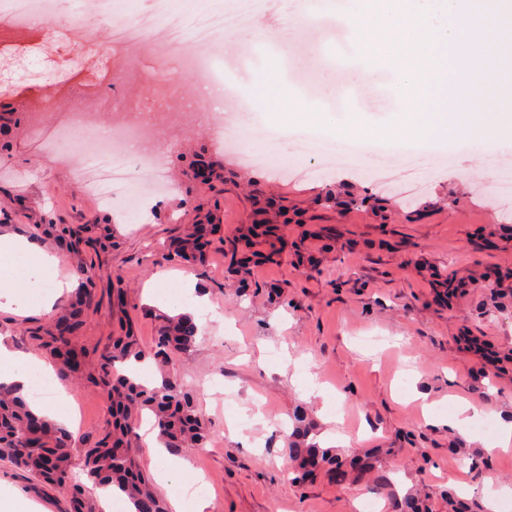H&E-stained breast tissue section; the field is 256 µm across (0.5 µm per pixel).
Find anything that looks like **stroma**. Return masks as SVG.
Wrapping results in <instances>:
<instances>
[{
  "mask_svg": "<svg viewBox=\"0 0 512 512\" xmlns=\"http://www.w3.org/2000/svg\"><path fill=\"white\" fill-rule=\"evenodd\" d=\"M129 1L145 13L157 7V0H110V13L92 15L82 29L69 23L74 0H55L57 31L48 40L40 25L14 21L0 0V233L36 239L58 257L59 276L76 273L80 286H92L95 307L78 332L87 373H96L122 320L152 346L167 312L160 299L180 290L169 274L180 271L207 294L212 312L200 319L192 350L167 365L193 389L210 425L207 447L182 452L204 477L192 490L207 496V512H361L365 496L392 498L397 512H456L453 493L468 512H483L488 490L512 495V452L485 450L512 423V198L480 191V146L440 140L417 154L426 188L402 201L380 183L388 141L308 180L260 161L242 164L202 118L221 111L230 94L250 104L237 121L255 155L271 149L285 166L306 162L296 140L306 123L274 122V88L255 81L270 62L251 55L259 41L303 48L288 24L303 0H261L247 45L231 50L241 65L225 71L223 88L172 104L154 80L153 59L112 42L111 23ZM325 52L334 69L309 67L321 88L337 89L343 70L363 62L351 39ZM76 91L111 95L132 112L154 106L156 128L142 134L140 148L155 147L156 131L173 135V192L154 199L147 218L83 189L75 150L39 157L45 94L54 93L63 112ZM63 224L82 228L79 244L59 239ZM194 226L207 229L210 244L187 262L177 252ZM14 265L23 277L15 305L0 309V338L34 355L30 328L47 325L77 293L44 308L42 273L22 258ZM149 284L157 299L146 298ZM463 336L506 357L504 370L474 382L482 362L462 349ZM305 371L326 395L302 397L291 377ZM64 386L77 436L104 430L103 395L80 378ZM420 393L441 417L458 397L492 411L461 434L425 424ZM302 424L316 429L329 460L293 477L285 472L289 444ZM460 481L467 491L458 492ZM0 487L32 512H64L63 498L3 460Z\"/></svg>",
  "mask_w": 512,
  "mask_h": 512,
  "instance_id": "stroma-1",
  "label": "stroma"
}]
</instances>
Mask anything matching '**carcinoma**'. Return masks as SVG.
<instances>
[{"mask_svg": "<svg viewBox=\"0 0 512 512\" xmlns=\"http://www.w3.org/2000/svg\"><path fill=\"white\" fill-rule=\"evenodd\" d=\"M93 307V292L83 289L78 301L60 312L65 326L31 332L30 340L58 362L61 377H81L83 350L77 346L76 330ZM198 327L192 317H161L154 346L141 348L130 329L112 337V347L100 354L98 376L92 383L112 411L111 424L103 433L83 439L82 464L91 485L73 481L71 448L73 435L54 422L35 416L17 390L0 386V459L34 473L54 489L69 506V512H95L90 496L95 488L115 486L123 492L135 512H168L151 481L139 473L131 453L129 435L133 423L149 411L158 439L173 453L185 448H204L210 427L197 411L194 396L165 371L172 355L189 351ZM153 359L162 382L148 387L124 373L120 366L130 360Z\"/></svg>", "mask_w": 512, "mask_h": 512, "instance_id": "carcinoma-1", "label": "carcinoma"}]
</instances>
